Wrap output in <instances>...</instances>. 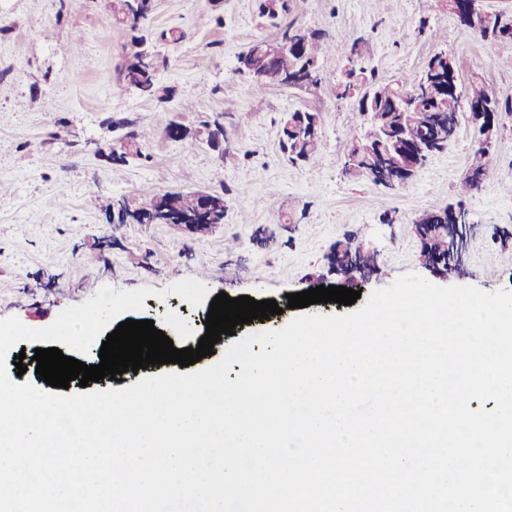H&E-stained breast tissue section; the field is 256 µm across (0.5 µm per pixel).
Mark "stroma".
Segmentation results:
<instances>
[{
  "mask_svg": "<svg viewBox=\"0 0 512 512\" xmlns=\"http://www.w3.org/2000/svg\"><path fill=\"white\" fill-rule=\"evenodd\" d=\"M291 19L337 40L364 37L366 67L390 80L411 82L428 58L445 51L458 64V81L473 77L512 101V42L480 40L448 13L444 0H291ZM222 15L216 26L214 15ZM429 18L433 34L419 32ZM149 31L175 28L184 39L160 47L161 87L173 90L167 109L134 93L113 95L125 39L96 0H0V319L51 325L65 308L102 287L153 288L129 319L153 321L174 347H196L205 334L208 305L192 307L158 290L194 279L211 294L276 300L283 312L236 326L198 368L215 363L236 338L277 330L296 315L287 296L316 286H339L332 268L336 244L353 238L377 255L362 296L414 272L440 285L512 289V113L503 115L492 150L497 162L478 191L459 197L473 147L468 126L444 152L430 157L405 186L390 190L349 178L344 139L363 121L353 98L336 95L341 55L324 57L316 89L257 83L236 73L238 57L271 36L255 0H155ZM79 49H72L74 35ZM189 101L181 111V101ZM322 115V160L294 164L279 146L288 112ZM177 116L190 129L222 117L226 150L188 148L164 126ZM133 121L149 160L114 165L97 150L112 142L110 119ZM231 200L224 222L185 238L166 224L113 227L112 199L136 198L152 186L164 191L218 190ZM463 204L476 230L451 277L425 265L413 222L423 211Z\"/></svg>",
  "mask_w": 512,
  "mask_h": 512,
  "instance_id": "obj_1",
  "label": "stroma"
}]
</instances>
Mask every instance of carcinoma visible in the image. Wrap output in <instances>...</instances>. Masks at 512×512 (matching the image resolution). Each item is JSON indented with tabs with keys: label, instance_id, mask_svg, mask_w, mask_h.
Listing matches in <instances>:
<instances>
[{
	"label": "carcinoma",
	"instance_id": "cac0c4a2",
	"mask_svg": "<svg viewBox=\"0 0 512 512\" xmlns=\"http://www.w3.org/2000/svg\"><path fill=\"white\" fill-rule=\"evenodd\" d=\"M104 9L112 16L115 26L126 38L125 50L130 53L145 46L157 54L158 43L178 42L184 34L175 29L163 30L153 38L146 31V21L153 10L154 0H125L121 5L118 0H100ZM257 10L261 17L267 18L270 26L276 29L271 39L254 42L248 51L261 59L268 60L266 84L275 85V75L280 73L302 74L310 79V86L316 88L323 81L322 57L325 53L336 51V41L329 39L322 30L309 29L305 34L298 33V25L294 21H286L290 13V0H257ZM459 23L467 27L483 41H512V19L502 11L488 8L479 3L478 8L469 14L449 10ZM346 65L336 77V92L346 97L355 90L357 95V112L366 117L377 113L390 128L404 127L413 136L415 151L422 154L423 159L448 149L449 142L436 140V126L440 123H460L466 117L474 132V146L469 156L466 173L460 181V195L466 196L480 188L484 178L495 165L494 154L480 140V127L477 122L475 106L492 103L497 119L503 113L512 112V104L501 102L488 86L475 79L468 86L461 88L455 83L452 87L441 90L438 84L427 90L422 80L410 84L392 82L379 77L377 71L361 65L365 56V41L361 37L354 38L341 45ZM138 86V94L142 97L155 98L164 103L172 95L169 90L158 86L157 77L146 71H136L129 60H123L118 70V79L113 92L123 95L130 90L129 82ZM387 132L380 125L367 124L360 133L347 136L346 174L353 178L373 180L372 163L374 159L393 153L383 147ZM294 137L302 141V159L300 163L315 165L322 157V138L314 135L310 128L300 127L295 130ZM164 192L149 188L142 192V199L132 207L123 205V199L112 202V219L120 224H135L137 220L128 218L129 210L147 215L153 209L156 199ZM182 203L181 217L187 219L196 214L199 199L192 192L174 191Z\"/></svg>",
	"mask_w": 512,
	"mask_h": 512
}]
</instances>
